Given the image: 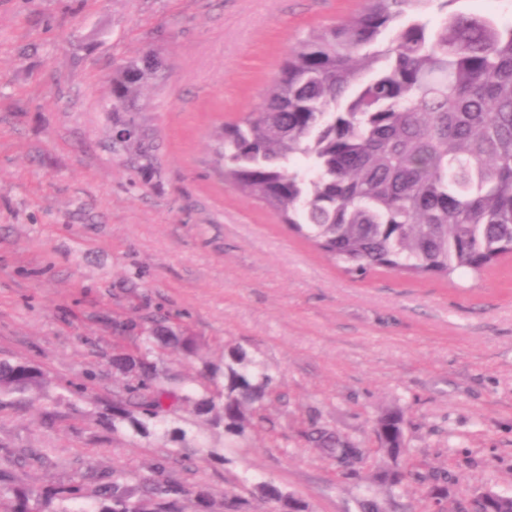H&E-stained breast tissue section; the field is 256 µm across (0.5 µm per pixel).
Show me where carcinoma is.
Returning <instances> with one entry per match:
<instances>
[{"label": "carcinoma", "instance_id": "1", "mask_svg": "<svg viewBox=\"0 0 512 512\" xmlns=\"http://www.w3.org/2000/svg\"><path fill=\"white\" fill-rule=\"evenodd\" d=\"M433 2L442 14L434 27L425 18ZM457 2L364 0L356 16L309 31L283 56L261 104L222 125L214 171L353 277L388 270L448 281L512 257V22L449 9ZM161 77L149 54L120 64L105 111H139L144 86ZM163 348L199 354L195 337L155 325L141 328L133 350L112 357L127 390L107 418L112 433L160 434L178 452L194 441L177 425L187 407L224 438L222 448L199 450L224 462V449L264 420L275 377L228 344L220 362L205 364L207 384L171 390L152 360ZM44 384L37 367L0 359V404ZM404 426L399 409L376 420L373 452L386 460L379 479L428 481L440 501L448 473L420 471ZM307 439L342 472L373 453L315 424ZM13 463L0 456V512H39L54 500L53 512H177L186 493L159 479L133 488L114 470L98 483L94 503L79 506L91 476L80 473L38 496L14 485ZM257 490L277 512H308L273 483Z\"/></svg>", "mask_w": 512, "mask_h": 512}]
</instances>
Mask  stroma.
<instances>
[{
  "label": "stroma",
  "instance_id": "obj_1",
  "mask_svg": "<svg viewBox=\"0 0 512 512\" xmlns=\"http://www.w3.org/2000/svg\"><path fill=\"white\" fill-rule=\"evenodd\" d=\"M363 0H0V359L47 385L0 406V455L16 484H68L86 469L154 478L162 440L113 435L125 395L112 368L139 324L163 317L200 357L167 353L177 389L241 345L276 378L268 422L226 449L167 469L212 512H274L244 469L310 512H361L364 490L398 512H432L431 486L392 490L359 465L342 475L309 448L310 418L363 447L372 421L403 408L424 469L447 472L448 512L472 494L512 495V259L453 285L388 271L356 279L212 170L214 134L261 102L310 30ZM153 52L166 77L133 116L103 108L122 61ZM132 121L141 139L114 132Z\"/></svg>",
  "mask_w": 512,
  "mask_h": 512
}]
</instances>
